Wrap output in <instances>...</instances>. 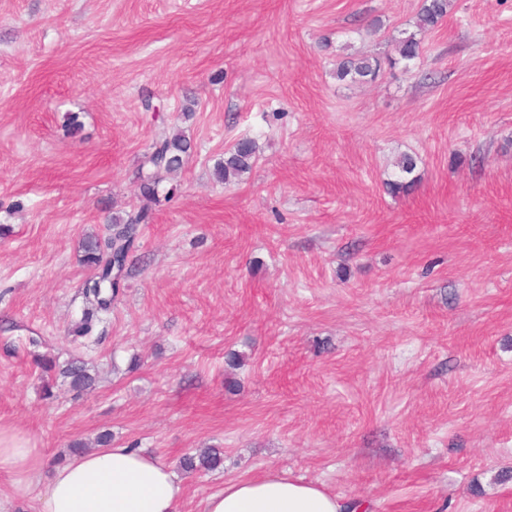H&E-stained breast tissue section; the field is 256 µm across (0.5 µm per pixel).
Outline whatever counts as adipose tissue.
<instances>
[{"mask_svg":"<svg viewBox=\"0 0 512 512\" xmlns=\"http://www.w3.org/2000/svg\"><path fill=\"white\" fill-rule=\"evenodd\" d=\"M43 452L0 425V485L5 501L38 512H178L182 486L166 463L125 446L75 453L45 474ZM323 488L277 474L238 480L210 495L202 512H356Z\"/></svg>","mask_w":512,"mask_h":512,"instance_id":"1","label":"adipose tissue"}]
</instances>
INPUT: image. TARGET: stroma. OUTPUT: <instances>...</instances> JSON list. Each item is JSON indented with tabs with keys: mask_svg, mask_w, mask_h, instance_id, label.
Masks as SVG:
<instances>
[{
	"mask_svg": "<svg viewBox=\"0 0 512 512\" xmlns=\"http://www.w3.org/2000/svg\"><path fill=\"white\" fill-rule=\"evenodd\" d=\"M420 6L0 0V424L47 468L106 431L176 470L180 512L269 472L369 512H512V0L428 31ZM357 52L380 75L337 81ZM148 96L192 149L79 338L81 242L140 204ZM246 136L255 166L216 181ZM204 448L222 465L182 471ZM417 167V158L412 155L405 154L401 156L398 162L399 176L398 180H394L389 183V189L393 193L407 192L409 191L414 183L415 179L405 181V179L413 174ZM61 374L70 379L69 383L74 389H87L94 383V378L89 374L84 363L80 361L67 364L66 367L62 369Z\"/></svg>",
	"mask_w": 512,
	"mask_h": 512,
	"instance_id": "stroma-1",
	"label": "stroma"
}]
</instances>
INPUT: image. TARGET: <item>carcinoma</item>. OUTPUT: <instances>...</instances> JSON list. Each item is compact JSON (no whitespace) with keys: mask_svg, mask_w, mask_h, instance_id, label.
I'll return each instance as SVG.
<instances>
[{"mask_svg":"<svg viewBox=\"0 0 512 512\" xmlns=\"http://www.w3.org/2000/svg\"><path fill=\"white\" fill-rule=\"evenodd\" d=\"M451 0H423L417 15L419 30L433 29L448 15ZM398 54L401 59L412 61L420 55V41L410 34L399 40ZM381 70V62L375 57L354 53L344 56L336 66L338 81L365 82L375 79ZM188 143L179 133L162 129L155 134L151 151L148 152L138 169L137 180L141 205L139 209L118 217L111 222L110 236L102 240L87 237L82 243V263L91 274L82 284L85 306L75 333L87 336L93 330V322L100 315L112 311L120 286L130 272V258L138 248L140 225L149 223L152 206L158 202V188L165 175L183 166ZM256 142L243 137L224 152V160L215 167L216 179L230 183L249 172L257 160ZM417 167V158L405 154L398 162V179L389 183L393 193L409 191L415 180L408 179ZM62 375L70 379V385L78 390L87 389L94 383L84 363L71 362L62 369ZM222 462L220 453L211 451L199 458L186 456L181 465L191 471L201 468L213 470Z\"/></svg>","mask_w":512,"mask_h":512,"instance_id":"1","label":"carcinoma"}]
</instances>
